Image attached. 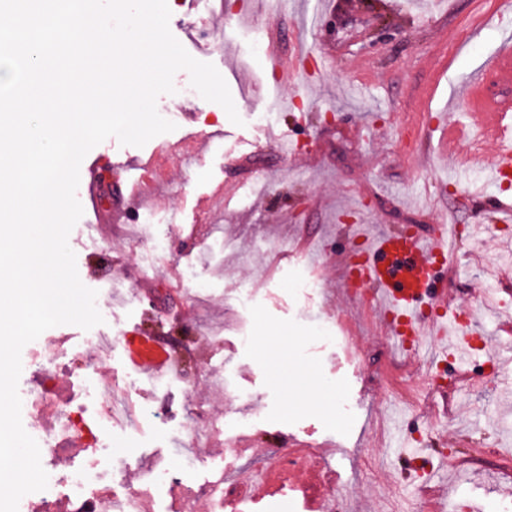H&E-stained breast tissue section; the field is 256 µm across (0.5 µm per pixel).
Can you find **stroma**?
Returning a JSON list of instances; mask_svg holds the SVG:
<instances>
[{
    "instance_id": "1",
    "label": "stroma",
    "mask_w": 512,
    "mask_h": 512,
    "mask_svg": "<svg viewBox=\"0 0 512 512\" xmlns=\"http://www.w3.org/2000/svg\"><path fill=\"white\" fill-rule=\"evenodd\" d=\"M168 6L171 33L220 69L242 122L220 118V105L193 92L181 70L174 93L157 99L159 114L178 115L164 135L178 146L174 159H152V140L135 147L110 137L92 148L114 187L136 183L150 159L155 176L147 200H113L112 221L97 225L94 238L83 218L70 232L79 278L96 290L103 322L44 331L22 350L20 388L51 363L67 374L60 409L77 405L86 381H107L124 395L129 411L116 413L102 439L121 455L114 469L129 489L173 464L172 435L183 424L205 430L201 463L169 492L168 512L211 506L209 471L224 459L232 462L225 483L266 477L223 512H279L285 492L296 512H328L334 500L359 512H512V364L490 376L485 355L512 346V212L497 208L512 188L490 181L484 166L496 144L480 135L464 96L469 78L512 41V0ZM245 14L281 27L283 64L306 48L308 82H284L268 67ZM257 112L268 120L255 121ZM454 124L471 134L453 145ZM278 131L294 150L270 141ZM472 156L483 167L462 171ZM445 226L455 233L435 275L448 290V313L461 318L473 308L479 316L467 329L479 346L467 382L432 337H421L414 355L400 354L334 260L381 232L432 237ZM154 240L166 251L153 252ZM196 265L201 287L171 279ZM298 273L319 281L318 294L288 288ZM318 323L326 335L314 334ZM266 325L282 334L266 353L240 344ZM128 333L178 350L177 369L160 379L136 373L122 343ZM437 367L445 380L424 389ZM300 381L322 383L321 400L290 401ZM227 410L246 414V426L222 423ZM423 431L431 465L421 475L408 438ZM287 449L306 455V467L269 470Z\"/></svg>"
}]
</instances>
